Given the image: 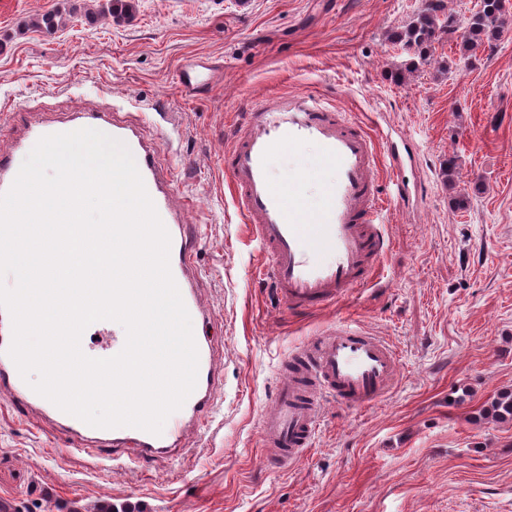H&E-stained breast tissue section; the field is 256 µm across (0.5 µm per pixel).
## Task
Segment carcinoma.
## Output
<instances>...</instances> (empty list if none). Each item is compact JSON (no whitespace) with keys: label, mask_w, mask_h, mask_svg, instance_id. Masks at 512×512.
Segmentation results:
<instances>
[{"label":"carcinoma","mask_w":512,"mask_h":512,"mask_svg":"<svg viewBox=\"0 0 512 512\" xmlns=\"http://www.w3.org/2000/svg\"><path fill=\"white\" fill-rule=\"evenodd\" d=\"M69 17L57 9L43 14L32 26L52 33L64 27ZM512 26V11L506 0H480L478 8L462 23H454L446 0H422L413 19L389 34V41L410 49L404 71L413 72L433 60V45L448 39L456 42L460 57L470 59L477 50L498 40L504 29ZM488 412L500 421H512V390L497 394Z\"/></svg>","instance_id":"1"}]
</instances>
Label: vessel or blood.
<instances>
[{
    "instance_id": "b4317fda",
    "label": "vessel or blood",
    "mask_w": 512,
    "mask_h": 512,
    "mask_svg": "<svg viewBox=\"0 0 512 512\" xmlns=\"http://www.w3.org/2000/svg\"><path fill=\"white\" fill-rule=\"evenodd\" d=\"M212 81V74L188 63L179 69V85L195 96ZM83 128L99 130L129 148L145 188L170 238L169 266L191 318L205 317L198 297V273L193 264L195 244L184 224V209L174 203L175 168L162 166L163 141L145 137L126 113L108 106L79 112L62 122L31 125L14 153H0V193L12 185L20 155L41 137ZM313 143L333 177L300 172L279 181L271 175L274 157L292 154ZM388 164L394 190L382 198L378 184L381 164ZM397 149L379 152L361 125L325 107L309 92H291L259 102L245 113L230 146L224 151V172L233 201L257 240L267 263L262 273L278 302L294 313L327 308L364 291L375 280L390 248L383 214L386 202L401 203L410 187L399 177ZM320 181L323 203L309 208L296 191L298 183ZM12 341L11 319L0 308V395L10 396L28 410L50 419L71 449L101 455L102 464L129 468L122 449L134 448L140 459L182 447L192 425L211 413L220 373L219 353L207 337L197 339V384L182 408L167 419L158 435L134 427L96 428L69 415L30 389L7 350ZM288 370L260 414V429L269 460L300 462L318 431L324 399L347 408H363L379 399L397 380L396 349L360 323L337 319L316 339L289 354Z\"/></svg>"
}]
</instances>
